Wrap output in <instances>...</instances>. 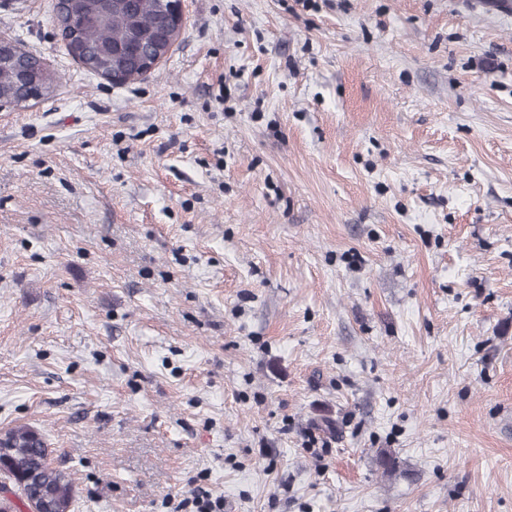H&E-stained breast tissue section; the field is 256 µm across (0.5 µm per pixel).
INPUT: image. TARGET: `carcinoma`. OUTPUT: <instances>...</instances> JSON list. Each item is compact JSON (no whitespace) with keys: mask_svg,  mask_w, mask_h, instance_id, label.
<instances>
[{"mask_svg":"<svg viewBox=\"0 0 512 512\" xmlns=\"http://www.w3.org/2000/svg\"><path fill=\"white\" fill-rule=\"evenodd\" d=\"M130 0H59L60 12L78 14L83 23L77 29L84 54L88 56L90 71L96 73L113 59L112 47L135 43L145 51L156 48L157 31L163 16L161 0H136L135 9ZM36 73L52 88L55 76L41 69L39 57L27 53L10 63H0V96L21 97L25 85L20 73ZM12 448L0 455V472L11 480L28 501L43 499L53 507L69 512L74 488L70 476L48 461L46 443L36 430L17 426L6 433Z\"/></svg>","mask_w":512,"mask_h":512,"instance_id":"obj_1","label":"carcinoma"}]
</instances>
